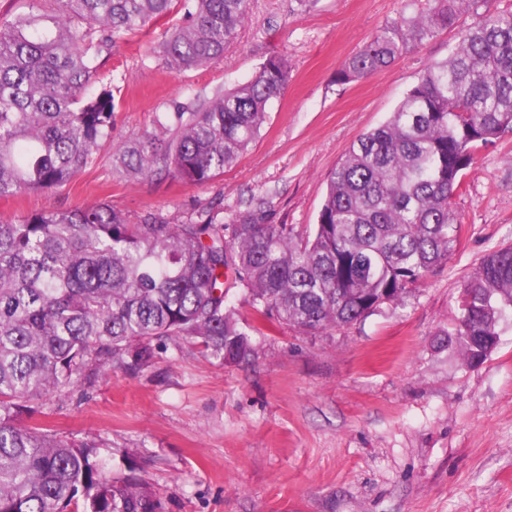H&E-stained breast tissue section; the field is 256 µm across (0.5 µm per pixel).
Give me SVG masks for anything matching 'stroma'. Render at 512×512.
I'll list each match as a JSON object with an SVG mask.
<instances>
[{"label":"stroma","mask_w":512,"mask_h":512,"mask_svg":"<svg viewBox=\"0 0 512 512\" xmlns=\"http://www.w3.org/2000/svg\"><path fill=\"white\" fill-rule=\"evenodd\" d=\"M426 3L250 0L223 58L181 71L152 53L157 29L117 41L100 76L112 85L119 139L153 130L173 103L247 82L273 54L287 59L288 83L255 141L213 182L119 173L107 143L65 186L0 199V218L102 201L133 219L151 213L177 224L218 202L229 216L260 200L269 223L304 229L350 145L385 121L474 20L461 11L456 27L393 65L337 82L351 53ZM454 202L459 244L403 304L305 334L262 321L233 288L254 356L223 364L186 340L139 373L108 372L47 395L38 423L95 445L114 476L138 469L164 512H512V317L476 367L440 338L481 259L512 246V132L475 148Z\"/></svg>","instance_id":"1"}]
</instances>
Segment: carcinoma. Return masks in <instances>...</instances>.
I'll list each match as a JSON object with an SVG mask.
<instances>
[{
	"label": "carcinoma",
	"instance_id": "1",
	"mask_svg": "<svg viewBox=\"0 0 512 512\" xmlns=\"http://www.w3.org/2000/svg\"><path fill=\"white\" fill-rule=\"evenodd\" d=\"M29 2V12L0 19V199L66 185L107 141L113 167L129 175L213 181L257 138L288 83L287 60L271 56L248 82L176 103L158 113L155 131L116 140L111 85L89 91L102 53L179 4L183 21L162 33L158 54L175 70L205 66L236 40L250 0H57L50 12ZM486 2L429 0L345 60L341 83L388 66L459 11L476 15L448 58L337 162L305 232L253 209L236 217L228 240L211 214L133 223L105 202L0 221V512H163L135 470L114 477L90 445L33 419L46 395L148 367L167 343L194 339L225 364L253 356L228 285L261 319L314 333L401 304L447 262L462 171L476 145L512 132V12ZM508 312L512 246L488 253L464 283L447 346L477 365Z\"/></svg>",
	"mask_w": 512,
	"mask_h": 512
}]
</instances>
